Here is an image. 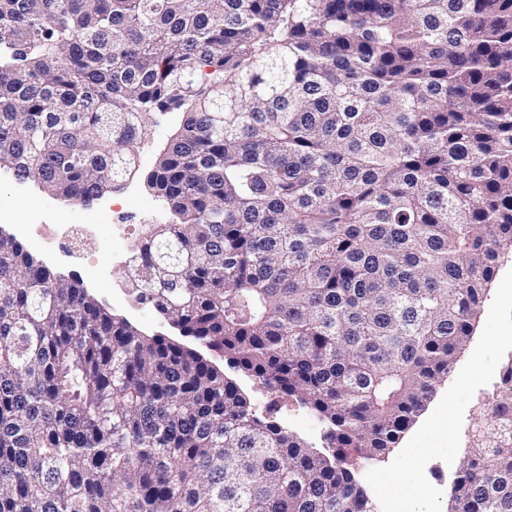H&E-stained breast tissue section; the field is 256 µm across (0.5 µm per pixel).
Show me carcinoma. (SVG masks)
<instances>
[{
  "label": "carcinoma",
  "instance_id": "obj_1",
  "mask_svg": "<svg viewBox=\"0 0 512 512\" xmlns=\"http://www.w3.org/2000/svg\"><path fill=\"white\" fill-rule=\"evenodd\" d=\"M183 121L123 269L325 425L253 412L0 232V512H373L512 248V0H0V167L89 207ZM453 489L512 512V358Z\"/></svg>",
  "mask_w": 512,
  "mask_h": 512
}]
</instances>
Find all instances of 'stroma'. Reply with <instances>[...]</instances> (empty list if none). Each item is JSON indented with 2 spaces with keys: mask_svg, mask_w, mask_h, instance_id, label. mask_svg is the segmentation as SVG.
<instances>
[{
  "mask_svg": "<svg viewBox=\"0 0 512 512\" xmlns=\"http://www.w3.org/2000/svg\"><path fill=\"white\" fill-rule=\"evenodd\" d=\"M181 119L178 112L152 113V135L139 146V175L129 180L123 190L106 194L90 207L64 205L35 183L17 182L11 172L0 169V230L18 236L23 246L53 273L78 277L101 304L127 318L147 336L171 337L175 331L152 304L113 301V283L124 280L121 267L114 266L106 281L94 277L92 270L94 265L111 263L114 252L132 248L149 225L169 222L167 204L146 187L144 175L153 168L160 149ZM58 213L73 224L97 225L98 235L82 259L73 260L40 246L35 228L51 223ZM116 224L125 225V237L113 236L112 227ZM511 356L512 250L501 258L474 323L472 338L459 353L447 379L436 388L397 445L382 459L355 467V476L374 512H392L396 498L408 492L421 499L427 512H449L454 479L473 444L472 423L487 394L499 385L503 366ZM214 359L223 366L225 375L241 387L258 416L272 418L310 446L323 448V424L296 398L272 393L255 378L229 367L222 354H215ZM467 377L472 383L466 387L462 381ZM438 408L444 412L447 428L422 433V425Z\"/></svg>",
  "mask_w": 512,
  "mask_h": 512,
  "instance_id": "1",
  "label": "stroma"
}]
</instances>
